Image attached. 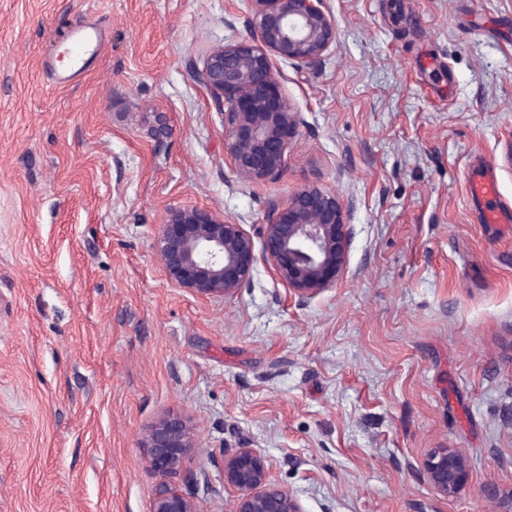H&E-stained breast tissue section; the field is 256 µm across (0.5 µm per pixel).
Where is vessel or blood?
Wrapping results in <instances>:
<instances>
[{"label": "vessel or blood", "instance_id": "vessel-or-blood-1", "mask_svg": "<svg viewBox=\"0 0 512 512\" xmlns=\"http://www.w3.org/2000/svg\"><path fill=\"white\" fill-rule=\"evenodd\" d=\"M104 43L100 28L80 22L63 29L55 39L52 53L44 66L57 84L70 85L82 81L89 71L90 59Z\"/></svg>", "mask_w": 512, "mask_h": 512}]
</instances>
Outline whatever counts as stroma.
<instances>
[{
	"mask_svg": "<svg viewBox=\"0 0 512 512\" xmlns=\"http://www.w3.org/2000/svg\"><path fill=\"white\" fill-rule=\"evenodd\" d=\"M321 65L273 58L299 125L282 173L242 180L197 76L250 36V0H0V512H150L162 486L231 512L227 450L264 454L305 512H500L512 488V0H325ZM108 33L87 80L42 70L55 32ZM350 206L345 277L299 301L258 256L235 295L173 285L170 209L260 238L299 189ZM196 446L160 476L161 417ZM454 448L470 484L421 472ZM422 468L430 485L444 497L456 496L469 484V464L454 448L431 449Z\"/></svg>",
	"mask_w": 512,
	"mask_h": 512,
	"instance_id": "obj_1",
	"label": "stroma"
}]
</instances>
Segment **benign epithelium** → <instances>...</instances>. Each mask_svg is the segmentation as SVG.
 Returning <instances> with one entry per match:
<instances>
[{"label":"benign epithelium","mask_w":512,"mask_h":512,"mask_svg":"<svg viewBox=\"0 0 512 512\" xmlns=\"http://www.w3.org/2000/svg\"><path fill=\"white\" fill-rule=\"evenodd\" d=\"M252 36L212 49L198 72L215 101L227 105L224 139L238 175L257 182L278 176L299 118L282 93L270 62L274 55L320 65L335 41L336 26L324 0H252ZM349 206L336 193L305 187L285 203L274 202L262 228L263 253L277 277L300 300L330 288L347 272L351 245ZM157 251L175 286L200 295L231 296L248 286L257 261L253 238L208 209H172L157 238ZM154 471H178L196 440L180 417L155 424L145 440ZM422 468L430 485L454 497L470 480L465 457L433 448ZM224 486L236 492L233 512H303L298 496L270 481L267 458L252 448L224 453ZM512 506V489L481 488ZM151 512H196L190 497L173 488L155 496Z\"/></svg>","instance_id":"1"}]
</instances>
